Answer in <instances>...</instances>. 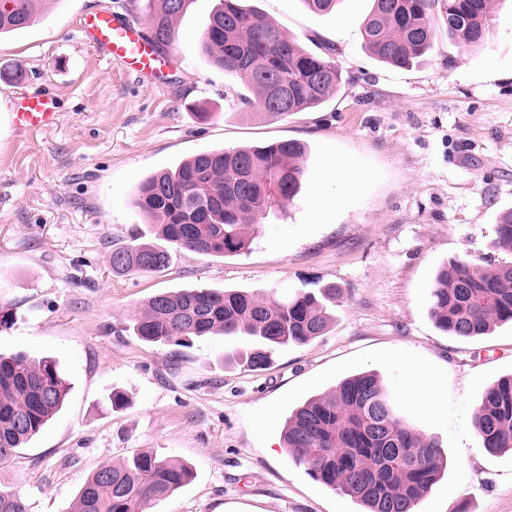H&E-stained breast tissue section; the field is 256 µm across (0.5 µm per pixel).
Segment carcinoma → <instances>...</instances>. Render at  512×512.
<instances>
[{
    "label": "carcinoma",
    "instance_id": "carcinoma-1",
    "mask_svg": "<svg viewBox=\"0 0 512 512\" xmlns=\"http://www.w3.org/2000/svg\"><path fill=\"white\" fill-rule=\"evenodd\" d=\"M41 2L0 0V34L33 25ZM186 2L144 0L141 10L159 52L170 45L172 21ZM301 2L323 15L343 0ZM494 19L493 0H373L362 38L377 61L407 69L434 47L438 29L478 47L488 40ZM195 49L253 91L271 115L317 108L342 83L333 61L305 50L240 0H219ZM307 154L293 140L202 152L142 178L133 205L139 215L156 221L155 236L177 252L236 255L249 245L247 229L273 205L297 196L307 175ZM495 244L512 252L511 209L497 217ZM170 260L166 248L138 235L112 251V269L126 274L159 271ZM337 295L331 285L284 300L241 289L180 288L150 297L131 330L146 343L185 347L209 334L248 336L255 345L237 359L252 370L263 369L274 349L307 345L325 335L335 319ZM428 314L439 330L460 338L483 336L496 322H512V265L485 268L449 260L436 271ZM68 392L69 382L52 360L0 354V465L45 428ZM475 428L488 452L512 449V376L484 393ZM283 440L294 463L355 500L363 512H417L447 463L439 443L397 415L369 372L309 398L286 420ZM190 477L184 464L146 452L122 463L106 461L86 480L71 512H146L147 505L168 497ZM0 512H27L23 496L1 490Z\"/></svg>",
    "mask_w": 512,
    "mask_h": 512
}]
</instances>
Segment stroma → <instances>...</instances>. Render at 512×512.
<instances>
[{
  "label": "stroma",
  "mask_w": 512,
  "mask_h": 512,
  "mask_svg": "<svg viewBox=\"0 0 512 512\" xmlns=\"http://www.w3.org/2000/svg\"><path fill=\"white\" fill-rule=\"evenodd\" d=\"M121 3L45 0L35 24L0 37V353L49 358L70 384L47 427L0 465V488L19 490L28 512H70L98 464L150 452L182 461L192 478L149 512H360L289 460L282 430L311 396L372 371L398 415L447 456L419 512H512V451L488 453L473 424L486 389L512 375V323L458 338L435 328L427 305L442 263L512 261L494 245L495 219L512 208V8L498 11L485 46L443 35L400 69L363 46L370 0L326 15L301 0H244L308 51L328 53L344 77L321 107L281 117L243 104L248 89L195 50L216 0H189L174 20L164 89L80 41L84 11ZM16 70L23 83L10 81ZM43 86L58 124L17 132L7 102ZM291 139L309 147V179L262 219L248 250L183 251L158 272H113V249L135 233L155 238L132 205L146 174L203 151ZM334 164L357 176L353 191L322 181ZM319 194L343 201L317 213ZM325 285L341 291L328 333L278 348L263 370L233 360L252 347L246 336L177 347L128 330L159 292L290 296ZM412 361L438 381L447 412L411 401ZM115 389L129 396L118 411L107 402Z\"/></svg>",
  "instance_id": "obj_1"
}]
</instances>
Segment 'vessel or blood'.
<instances>
[{
	"label": "vessel or blood",
	"instance_id": "1",
	"mask_svg": "<svg viewBox=\"0 0 512 512\" xmlns=\"http://www.w3.org/2000/svg\"><path fill=\"white\" fill-rule=\"evenodd\" d=\"M79 32L84 44L134 73L139 82L149 86L166 83L171 73L169 56L154 48L144 24L128 12H84ZM9 110L13 127L22 132L52 128L60 118L55 96L48 90L10 100Z\"/></svg>",
	"mask_w": 512,
	"mask_h": 512
}]
</instances>
